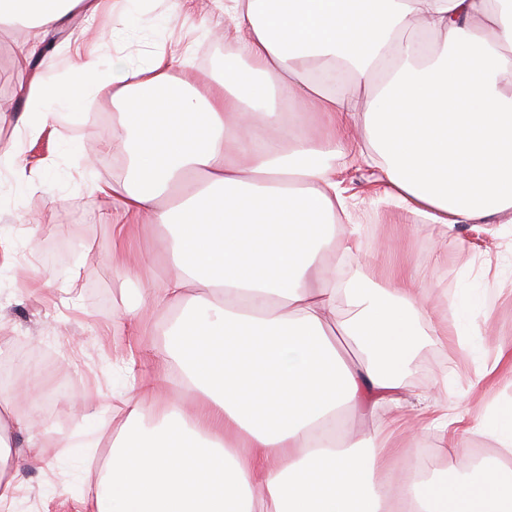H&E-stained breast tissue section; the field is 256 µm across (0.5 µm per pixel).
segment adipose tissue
I'll list each match as a JSON object with an SVG mask.
<instances>
[{
  "instance_id": "ef3b65f1",
  "label": "adipose tissue",
  "mask_w": 512,
  "mask_h": 512,
  "mask_svg": "<svg viewBox=\"0 0 512 512\" xmlns=\"http://www.w3.org/2000/svg\"><path fill=\"white\" fill-rule=\"evenodd\" d=\"M109 0H0V26L54 28ZM221 79L172 90L170 60L76 61L85 90L28 80L25 107L0 148L20 169L26 139L60 110L108 90L120 177L88 181L112 201L113 263L128 272L133 226L164 228L169 272L136 270L156 307H180L162 347L137 308L126 328L136 359L123 423L78 512H512V405L443 437L458 453L472 434L495 456L460 474H416L395 436L406 430L403 371L423 334L452 335L483 382L512 370L473 337V307L435 324L404 260L383 280L347 275L359 253L337 158L379 160L387 198L453 235L461 224H512V0H230ZM437 46L393 42L395 31ZM347 315H339L337 301ZM0 398V512L15 501L18 457L43 460L37 408ZM387 418L367 447L336 420L354 409Z\"/></svg>"
}]
</instances>
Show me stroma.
Returning a JSON list of instances; mask_svg holds the SVG:
<instances>
[{
  "mask_svg": "<svg viewBox=\"0 0 512 512\" xmlns=\"http://www.w3.org/2000/svg\"><path fill=\"white\" fill-rule=\"evenodd\" d=\"M98 19L74 14L61 28L43 32L42 51L25 71H18L14 50L32 36L17 23L0 28V114L9 116L23 106L22 84L35 75L63 76L75 55L96 51L104 62L127 55L137 60L181 41L190 46L193 66L173 62V80L190 73L221 78L224 72L226 0H190L179 14H170V0H138L137 20H121L123 0ZM116 107L111 95L96 97L64 113L28 145L22 163L23 181L0 177V235L11 241L9 261L0 260V327L13 336L11 351L45 360L60 371L68 390L47 396L33 393L35 402L50 400L45 414V459L20 461L21 487L13 512H76L81 498L95 491L84 445L97 442V456H108L119 420L112 417V364L128 348L124 332L125 309L138 299L135 277L117 271L111 260L110 207L89 195L88 178L108 182L113 161L123 148L107 132ZM97 152L101 164L89 169L85 157ZM379 172L360 164L343 172L349 198L350 221L360 227L362 251L351 270H382L396 258H406L427 290L428 305L437 321L448 319L450 303L488 299L492 305L482 343L487 358L498 347L512 348V224H489L481 229L462 225L459 240L445 244L437 225L407 219L382 197ZM38 216L36 235H29L31 216ZM63 236L68 250L62 260L47 256L45 245ZM79 280L71 290V280ZM474 365L458 351L454 340L425 337L404 379L409 390L447 379L438 403L450 413L477 416L491 401L512 402V376L475 383ZM95 400V415L75 405L74 399ZM73 442L62 449L61 439Z\"/></svg>",
  "mask_w": 512,
  "mask_h": 512,
  "instance_id": "obj_1",
  "label": "stroma"
}]
</instances>
